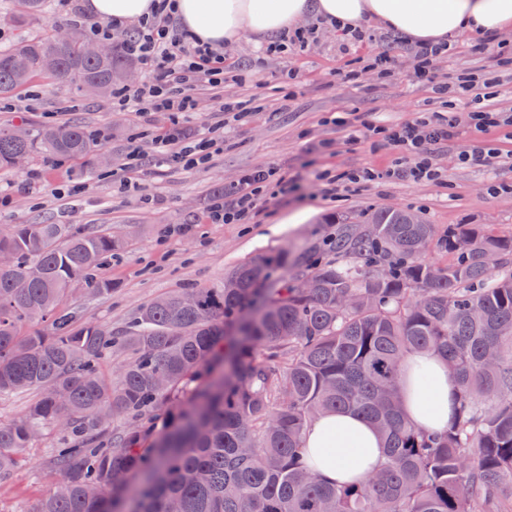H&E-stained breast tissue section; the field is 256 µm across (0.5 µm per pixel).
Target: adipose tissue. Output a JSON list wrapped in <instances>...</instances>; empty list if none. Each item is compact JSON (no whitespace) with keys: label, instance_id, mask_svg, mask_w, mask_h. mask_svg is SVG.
I'll use <instances>...</instances> for the list:
<instances>
[{"label":"adipose tissue","instance_id":"adipose-tissue-1","mask_svg":"<svg viewBox=\"0 0 512 512\" xmlns=\"http://www.w3.org/2000/svg\"><path fill=\"white\" fill-rule=\"evenodd\" d=\"M156 0H87L91 16L119 24L150 16ZM307 16L351 31L374 21L410 43L445 42L462 33L499 35L512 28V0H175L174 18L195 41L213 48L243 39L267 43L296 29ZM429 372L420 384V372ZM401 396L415 424L441 431L455 417V384L436 352L410 355ZM304 446L311 469L330 483H352L370 475L384 458L383 442L364 420L329 412L308 427Z\"/></svg>","mask_w":512,"mask_h":512}]
</instances>
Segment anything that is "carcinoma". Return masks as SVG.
<instances>
[{
	"label": "carcinoma",
	"mask_w": 512,
	"mask_h": 512,
	"mask_svg": "<svg viewBox=\"0 0 512 512\" xmlns=\"http://www.w3.org/2000/svg\"><path fill=\"white\" fill-rule=\"evenodd\" d=\"M11 3L0 23L37 19L50 0ZM70 35L0 46V97L37 79L112 92L131 61ZM98 147L76 121L24 139L0 130V169L37 150L100 162ZM366 222L332 217L325 246L244 261L222 287L158 297L117 332L80 321L63 299L76 282L112 294L101 265L122 240L12 225L0 235L15 257L0 270V396L36 398L22 419L0 422V481L53 430L62 482L32 512H512V233L459 224L440 236L389 209ZM434 240L445 266L425 258ZM33 320L47 333L21 335ZM127 350L106 381L101 363ZM423 350L445 358L458 389L442 433L401 408L403 362ZM332 410L363 417L386 444L359 484H328L305 461L308 426Z\"/></svg>",
	"instance_id": "carcinoma-1"
}]
</instances>
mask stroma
I'll use <instances>...</instances> for the list:
<instances>
[{
	"label": "stroma",
	"instance_id": "stroma-1",
	"mask_svg": "<svg viewBox=\"0 0 512 512\" xmlns=\"http://www.w3.org/2000/svg\"><path fill=\"white\" fill-rule=\"evenodd\" d=\"M302 25L317 30L306 52L257 59L242 79H226L220 89L200 88L193 112L121 111L111 98H84L71 86L47 81L0 101V128L76 119L115 159L136 130L160 133L177 121L200 133L222 100L254 99L262 106L246 121L229 123L222 152L201 173L149 164L112 174L96 170L87 158L56 161L40 153L19 169L0 171V225L73 224L125 235L123 248L103 269L114 284L112 294L93 296L78 284L68 293V305L83 321L123 330L138 308L156 297L183 288L221 287L225 273L245 260L305 247L329 232L325 219L330 215L359 221L378 209L409 210L443 232L452 224L512 231V139L494 130L488 137L502 149L501 164L460 165L457 154L465 141L459 138L436 157L442 182H342L335 196H324L319 172L382 171L396 158L388 141L350 139L344 130L324 124V116L355 111L374 125L404 124L416 118L431 89L414 80L409 47L395 33L368 23L364 39L350 43L316 19ZM478 41L470 34L456 38L454 54L436 63V76L448 81L462 73L493 72L498 93L488 105L512 114V31L482 49ZM381 52L391 57L384 79L366 67L368 58ZM264 166L286 177L287 194L269 198L257 223H212L210 199L244 171ZM493 182L505 184V192L490 195ZM58 445L54 431L37 435L22 465L0 482V512H30L58 487L60 477L50 468Z\"/></svg>",
	"mask_w": 512,
	"mask_h": 512
}]
</instances>
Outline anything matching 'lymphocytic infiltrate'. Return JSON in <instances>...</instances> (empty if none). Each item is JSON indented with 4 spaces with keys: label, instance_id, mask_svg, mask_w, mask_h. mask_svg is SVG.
I'll return each instance as SVG.
<instances>
[{
    "label": "lymphocytic infiltrate",
    "instance_id": "obj_1",
    "mask_svg": "<svg viewBox=\"0 0 512 512\" xmlns=\"http://www.w3.org/2000/svg\"><path fill=\"white\" fill-rule=\"evenodd\" d=\"M126 55L133 58L144 73L141 83L121 86L113 90L117 107L134 112H192L200 87L223 86L229 73H243L253 65L252 60L225 63L222 54L213 48L192 41L180 31L169 9H162L142 18L127 31L122 43ZM452 44H416L412 50L414 76L418 82L430 85L442 101L441 110L420 116L415 121L391 128L366 123L356 113L332 117V124L346 127L351 137L383 138L398 147L397 161L385 172L361 169L344 174L341 180L359 184L381 178L435 182L442 174L435 162V152L440 145L459 135L460 126H467L469 138L459 154L460 164L490 166L497 164L500 151L487 137L490 130L512 126V115L489 109L485 101L490 96L493 83L490 78L473 73H463L451 83L437 82L434 65L451 56ZM469 96L470 109L465 119H458L455 109L461 96ZM120 158L122 170L141 167L147 160L141 150V140H151L156 152L155 163L174 166L186 171L207 167L212 149L224 139V123L214 122L206 135L199 136L175 126L162 135L137 134ZM327 185L336 184L339 178L322 174ZM288 183L273 167H259L244 172L237 184L225 191L209 208L213 221L227 224H249L260 212L268 195L287 193Z\"/></svg>",
    "mask_w": 512,
    "mask_h": 512
}]
</instances>
